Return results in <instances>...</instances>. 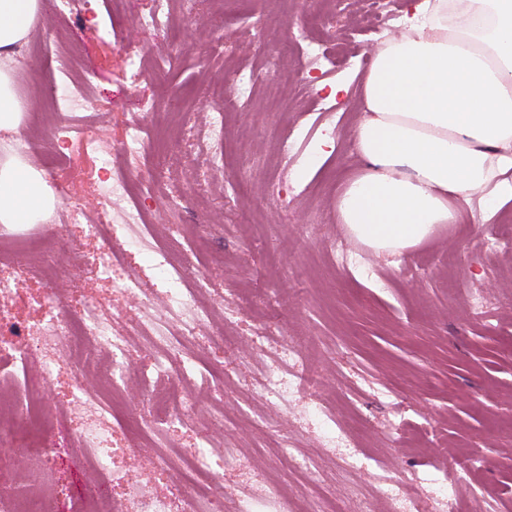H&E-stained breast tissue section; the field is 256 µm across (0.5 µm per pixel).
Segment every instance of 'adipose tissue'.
I'll list each match as a JSON object with an SVG mask.
<instances>
[{"mask_svg":"<svg viewBox=\"0 0 512 512\" xmlns=\"http://www.w3.org/2000/svg\"><path fill=\"white\" fill-rule=\"evenodd\" d=\"M43 0H0V134L26 123L14 73ZM351 133L357 163L336 213L348 234L401 254L457 223L512 203V0H420L406 30L375 49ZM58 199L43 172L0 153V224L47 223Z\"/></svg>","mask_w":512,"mask_h":512,"instance_id":"1","label":"adipose tissue"}]
</instances>
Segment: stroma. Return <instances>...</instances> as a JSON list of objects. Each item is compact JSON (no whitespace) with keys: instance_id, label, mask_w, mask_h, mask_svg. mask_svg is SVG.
<instances>
[{"instance_id":"1","label":"stroma","mask_w":512,"mask_h":512,"mask_svg":"<svg viewBox=\"0 0 512 512\" xmlns=\"http://www.w3.org/2000/svg\"><path fill=\"white\" fill-rule=\"evenodd\" d=\"M150 0H45L40 29L17 70L19 93L29 112L13 136V149L42 143L36 167L59 165L51 97L64 96L86 70L98 74L99 109L78 113L103 137L102 154L72 147L83 168L76 186L59 192L48 223L9 230L0 241L40 235L52 247L41 271L0 260V278L20 283L12 313L26 327L41 318L36 302L62 295L60 311L77 316L94 301L126 336L120 361L127 374L117 388H89L91 405L73 402L72 370L85 345L59 340L51 349L46 389L50 423L26 456H63L59 472L35 486L0 442V501L35 493L51 512H86L78 484L98 477L79 449L84 422L112 430L114 447L127 449L116 466L135 471L143 487L168 492L188 459L201 457L216 472L227 512H252L254 498L269 484L288 495V512H314L335 502L357 512L374 497L380 480L409 498L432 503L442 482H451L450 512H512V244L498 219L439 227L434 238L412 251L373 253L339 224L334 197L355 165L351 132L361 114L355 97L325 113L317 83L357 84L368 69L367 42L381 44L394 30L365 27L359 0H171L173 25L147 30L138 24ZM309 41L357 49L347 65L323 76L309 72L293 42ZM167 62L162 73L148 63ZM260 71L261 84L248 106L224 114V137H210L221 101L218 87L237 72ZM151 128V146L123 154L130 125ZM335 148L318 149L325 135ZM294 141L292 158L281 156V140ZM120 162L150 184L143 201L157 239L170 245L187 267L193 298L210 313L189 345L193 367L182 392L194 404L186 426L157 428L144 436L147 391L136 375L154 367L144 336L146 319L132 289L141 279H159L150 251L112 238L122 261L113 273L93 263L101 240L85 227L100 220L102 160ZM68 210L83 212L81 224L62 221ZM70 243L56 251L58 240ZM126 287H116V280ZM491 303L473 313L472 299ZM296 338L308 356L313 382L307 396L288 407L261 397L262 353L252 336ZM319 399L363 453L358 472L345 470L337 450L323 447L314 422L304 417L307 398ZM421 431L415 446L400 425ZM310 461L314 474L295 470L284 444ZM458 464L449 466L447 452ZM166 456L170 468L153 462Z\"/></svg>"}]
</instances>
